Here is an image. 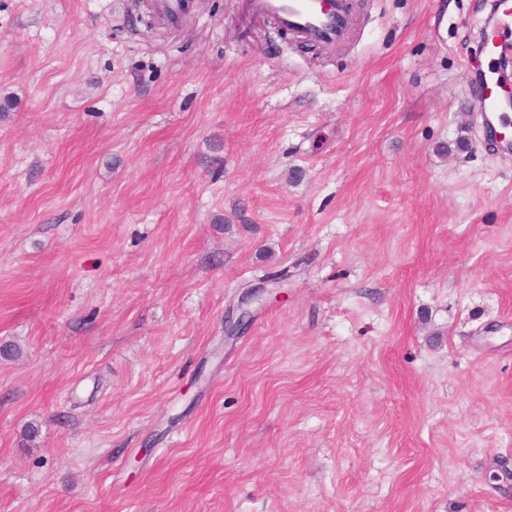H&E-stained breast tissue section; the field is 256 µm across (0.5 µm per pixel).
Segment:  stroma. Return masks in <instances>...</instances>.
I'll return each instance as SVG.
<instances>
[{
	"label": "stroma",
	"mask_w": 512,
	"mask_h": 512,
	"mask_svg": "<svg viewBox=\"0 0 512 512\" xmlns=\"http://www.w3.org/2000/svg\"><path fill=\"white\" fill-rule=\"evenodd\" d=\"M352 4L0 0V512H512L490 4ZM254 5L285 31L322 46L336 44L348 31L347 0H255Z\"/></svg>",
	"instance_id": "stroma-1"
}]
</instances>
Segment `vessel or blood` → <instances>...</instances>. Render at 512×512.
Returning <instances> with one entry per match:
<instances>
[{"label":"vessel or blood","instance_id":"b4317fda","mask_svg":"<svg viewBox=\"0 0 512 512\" xmlns=\"http://www.w3.org/2000/svg\"><path fill=\"white\" fill-rule=\"evenodd\" d=\"M254 5L285 31L323 46L336 44L348 31L347 0H255Z\"/></svg>","mask_w":512,"mask_h":512}]
</instances>
